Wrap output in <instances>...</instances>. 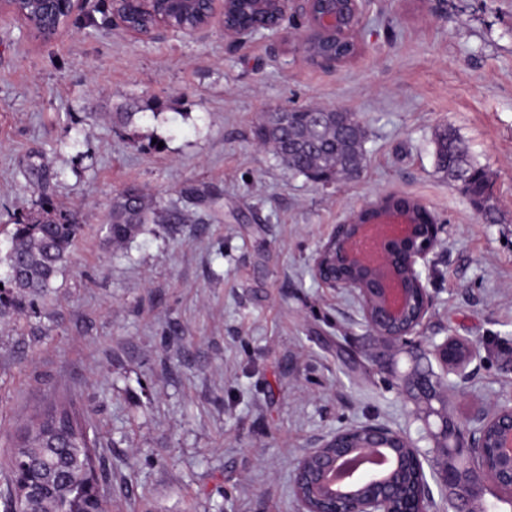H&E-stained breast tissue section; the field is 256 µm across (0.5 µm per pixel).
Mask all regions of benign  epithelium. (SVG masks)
<instances>
[{
	"mask_svg": "<svg viewBox=\"0 0 512 512\" xmlns=\"http://www.w3.org/2000/svg\"><path fill=\"white\" fill-rule=\"evenodd\" d=\"M202 5L204 22L195 26H175L172 11L182 10L185 0H112V22L125 33L143 37L145 33L126 21L124 6L154 17L150 31L165 29L192 37L220 18L224 38L244 44L256 37L278 38L289 13L300 10L307 19L308 32L300 37L298 52L313 65L335 68L350 61L359 50V34L364 24L365 0H335L336 7L319 13L315 0H191ZM28 0H0V16L18 19L33 31L28 12L21 4ZM81 0H36V9L45 16L65 12L50 38H55ZM244 8L263 22L248 28L233 23ZM346 43L350 52L339 57H311L306 48L321 39ZM379 197L353 212L336 225L317 248L313 273L324 288L347 290L362 306L364 322L382 347L391 351L408 347L412 352L433 356L443 367L439 378L427 372L414 373L422 404L438 419L437 428L427 432L432 442H448L469 464V478L458 481L446 469L434 465L432 453L419 448L417 441L381 425L361 424L337 431L299 459L294 469L293 492L299 512H429L431 502L425 465H430L436 482L453 497L454 512H472L485 498L488 485L494 492L512 498V403L496 405L478 419L470 430L461 429L453 418L432 404L447 400L449 376L463 379L478 357L473 344L460 336L421 344L423 327L433 308V296L423 280L441 244L442 225L434 215L416 223L407 208L384 207ZM495 429V442L485 440L487 428Z\"/></svg>",
	"mask_w": 512,
	"mask_h": 512,
	"instance_id": "7a95c632",
	"label": "benign epithelium"
}]
</instances>
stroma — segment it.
I'll use <instances>...</instances> for the list:
<instances>
[{
	"mask_svg": "<svg viewBox=\"0 0 512 512\" xmlns=\"http://www.w3.org/2000/svg\"><path fill=\"white\" fill-rule=\"evenodd\" d=\"M305 29L297 12L283 37L239 46L217 20L142 39L110 0H85L47 42L0 20V257L37 209L30 163L82 226L54 293L0 319V472L26 418L65 397L97 438L112 512H298L294 467L331 433L419 438L411 356L378 367L353 296L311 271L336 224L385 194L443 226L423 336L480 346L451 391L457 421L512 401V0H368L358 56L333 69L299 59ZM301 106L357 115L359 176L324 187L258 146L262 112ZM446 127L488 172L496 223L437 171ZM130 185L185 221L112 244Z\"/></svg>",
	"mask_w": 512,
	"mask_h": 512,
	"instance_id": "35a3bbf8",
	"label": "stroma"
}]
</instances>
